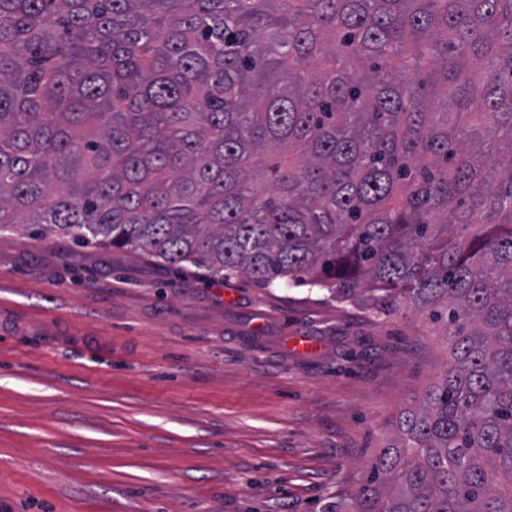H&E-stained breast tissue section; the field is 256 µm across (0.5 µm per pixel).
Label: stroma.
I'll return each instance as SVG.
<instances>
[{"instance_id": "stroma-1", "label": "stroma", "mask_w": 512, "mask_h": 512, "mask_svg": "<svg viewBox=\"0 0 512 512\" xmlns=\"http://www.w3.org/2000/svg\"><path fill=\"white\" fill-rule=\"evenodd\" d=\"M447 362L406 310L2 234L0 512H320Z\"/></svg>"}]
</instances>
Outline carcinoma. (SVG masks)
I'll return each mask as SVG.
<instances>
[{
    "instance_id": "carcinoma-1",
    "label": "carcinoma",
    "mask_w": 512,
    "mask_h": 512,
    "mask_svg": "<svg viewBox=\"0 0 512 512\" xmlns=\"http://www.w3.org/2000/svg\"><path fill=\"white\" fill-rule=\"evenodd\" d=\"M2 232L429 313L321 512H512V0H0Z\"/></svg>"
}]
</instances>
